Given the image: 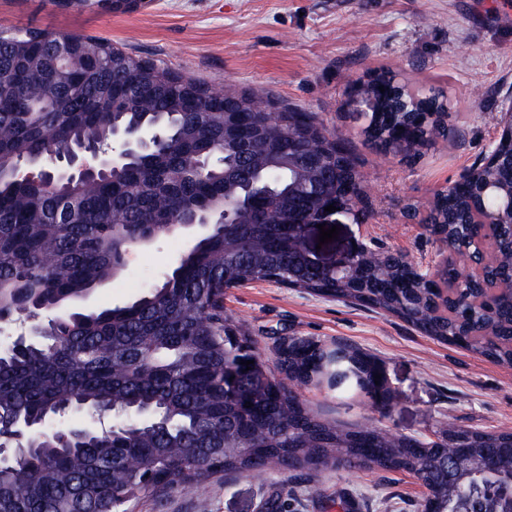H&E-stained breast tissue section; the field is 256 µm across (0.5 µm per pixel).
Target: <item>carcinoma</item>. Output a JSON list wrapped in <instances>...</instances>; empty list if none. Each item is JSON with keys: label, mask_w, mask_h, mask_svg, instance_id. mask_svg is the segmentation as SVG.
Segmentation results:
<instances>
[{"label": "carcinoma", "mask_w": 512, "mask_h": 512, "mask_svg": "<svg viewBox=\"0 0 512 512\" xmlns=\"http://www.w3.org/2000/svg\"><path fill=\"white\" fill-rule=\"evenodd\" d=\"M147 65L105 38L0 31V323L45 316L35 337L0 353V427L31 424V451L0 465V512H126L144 493L217 473H300L310 482L328 467L409 474L431 491V512H512V432L458 426L437 443L327 421L281 382L319 375L318 346L281 343L273 370L224 312L226 290L271 281L399 317L512 367V305L495 281L496 267L512 264L507 231L496 266L475 283L450 282V258L433 281L403 255L375 250L346 275L313 268L299 221L323 202L357 224L368 218L348 140L326 134L309 112L281 106L269 123L253 93L214 96L194 78ZM356 96L368 103L362 134L376 148L418 149L451 132L438 93L414 96L384 68ZM229 99L238 143L224 135ZM142 130L163 140L108 174L48 168ZM293 146L319 158L320 197L301 194L310 176L289 161ZM493 151L494 163L436 194L422 224L454 249L470 245L460 223L495 207L488 188L512 185V139ZM200 214L219 223L159 283L119 304L73 308L124 275L132 248ZM337 346L360 364L374 406L387 409L380 362ZM87 409L114 427L56 422Z\"/></svg>", "instance_id": "1"}]
</instances>
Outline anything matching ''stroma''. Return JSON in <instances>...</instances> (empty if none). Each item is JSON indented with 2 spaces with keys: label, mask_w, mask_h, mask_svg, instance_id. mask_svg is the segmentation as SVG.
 Here are the masks:
<instances>
[{
  "label": "stroma",
  "mask_w": 512,
  "mask_h": 512,
  "mask_svg": "<svg viewBox=\"0 0 512 512\" xmlns=\"http://www.w3.org/2000/svg\"><path fill=\"white\" fill-rule=\"evenodd\" d=\"M48 28L112 40L143 58L211 87L233 84L259 98L312 113L328 132H342L365 177L369 218H328L337 238L309 246L329 262L352 250L402 253L435 270L443 244L420 226L438 189L461 178L494 143L503 102L512 99V0H146L144 7L109 13L82 5L66 11L51 0H0V29ZM386 68L409 87L442 93L455 134L414 158L380 152L361 136L353 111L355 79ZM416 217H407V206ZM193 238L189 229L132 250L123 278L95 288L86 308L130 299L151 285ZM225 311L248 332L268 362L281 337L321 345L351 344L382 365L391 390L387 411L362 395L315 377L300 395L320 417L347 426L377 425L423 439L449 425L512 431V368L443 344L403 320L328 300L273 282L229 290ZM288 512H420L423 489L403 473L326 469L316 489L282 474L221 475L161 495L139 496L128 512H265L277 490Z\"/></svg>",
  "instance_id": "35a3bbf8"
}]
</instances>
